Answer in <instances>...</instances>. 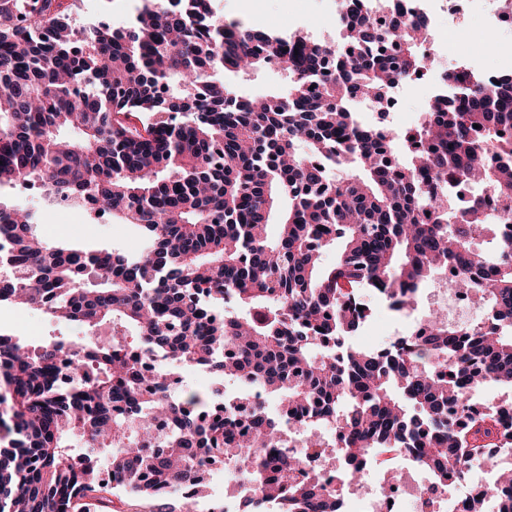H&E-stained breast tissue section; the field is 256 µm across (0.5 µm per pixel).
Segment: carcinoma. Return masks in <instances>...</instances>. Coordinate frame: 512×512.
<instances>
[{"mask_svg": "<svg viewBox=\"0 0 512 512\" xmlns=\"http://www.w3.org/2000/svg\"><path fill=\"white\" fill-rule=\"evenodd\" d=\"M29 2L0 0V189L40 182L49 202L132 225L143 248L51 241L40 213L0 201V306L109 329L71 352L0 333V512H88L116 488L192 512L219 456L243 471L253 512H341L336 491L298 477L324 448L345 480L383 450L463 479L512 439V396L470 407L488 385L512 392V210L486 224L481 201L460 213L448 198L479 182L512 200L511 75L449 70L453 97L386 145L363 101L429 68L428 20L403 19L401 0L387 21L345 0L342 49L227 21L211 0H149L122 28L76 24L68 0L35 14ZM275 60L285 95L226 81ZM449 269L448 287L480 293L489 322L437 313L396 349L351 342L369 319L362 291L406 311ZM149 352L276 406L214 415L208 396L150 383ZM65 371L73 393L58 388ZM157 416L176 424L161 447L134 443Z\"/></svg>", "mask_w": 512, "mask_h": 512, "instance_id": "obj_1", "label": "carcinoma"}]
</instances>
